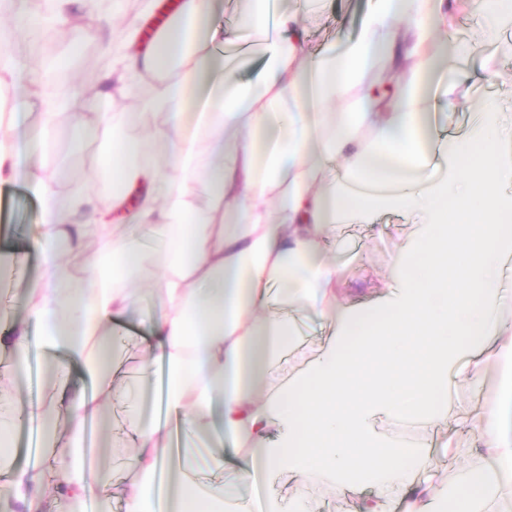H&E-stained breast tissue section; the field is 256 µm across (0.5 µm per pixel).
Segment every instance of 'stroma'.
Returning <instances> with one entry per match:
<instances>
[{"instance_id":"stroma-1","label":"stroma","mask_w":512,"mask_h":512,"mask_svg":"<svg viewBox=\"0 0 512 512\" xmlns=\"http://www.w3.org/2000/svg\"><path fill=\"white\" fill-rule=\"evenodd\" d=\"M165 0H126L122 19L98 21L95 37L83 39L68 69L70 86L82 91L98 88L111 65L108 45L122 41L125 25L131 20L154 22ZM281 7L297 11L306 21L308 38L313 48L340 49L353 38L364 15L373 7L374 0H280ZM455 34L463 42L472 44L475 61L480 68L476 77L453 76L440 78L435 94L452 88L458 101L456 111L439 116L438 122L450 135L465 134L469 117L483 103H493L504 115H512V54L503 48L512 41V26L503 27L497 36L484 35L474 6L457 11ZM48 166H63L69 184L85 187L88 207L72 216V223L85 222L89 210L100 208L99 182L103 175V153L99 143H61L46 158ZM0 212L5 220L0 223V257L16 256L20 266L0 278V305L11 312L10 320H0L5 330L11 321L29 316L27 294L40 279L43 255L35 246L34 238L42 222L39 200L24 182H16L0 189ZM415 217L406 212L383 211L371 224H347L338 234L345 242L335 251L334 258L342 268L339 284L342 298L352 304L370 302L382 286L384 275L391 265L395 244L409 235ZM326 331L319 317L308 316L301 340L290 351L283 353L274 366L275 376L282 377L302 368L315 354ZM486 381L479 386L453 385L448 389V423L440 428L422 429L410 424L395 426L379 423V431L387 438L400 442L424 441L429 446L434 465L430 470L436 482L457 487L466 473L464 461L456 458L458 446H476L480 440L476 432L461 427L462 417L475 415L486 403L497 400L501 393L502 370L493 359H485ZM112 423L114 465L112 480L123 483L127 474L123 462L132 451L127 435L126 407L112 402L105 409Z\"/></svg>"}]
</instances>
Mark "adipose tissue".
<instances>
[{"mask_svg":"<svg viewBox=\"0 0 512 512\" xmlns=\"http://www.w3.org/2000/svg\"><path fill=\"white\" fill-rule=\"evenodd\" d=\"M456 0H375L357 36L337 52L312 56L298 13L249 0L239 28L263 44L261 67L239 72L249 53L225 59L209 19L215 0H180L153 45L138 26L114 45L115 64L89 101L92 123L62 124L76 96L43 85L30 58L40 53L45 22L93 15L98 0H10L0 22V92L23 88L37 119L20 129L1 112L0 187L25 178L43 209L38 245L44 262L31 294L30 318L0 335V447L13 446L22 424L16 399L25 357L39 348L58 383L68 363H87L94 395L58 390L35 413L53 446L54 468L0 463V494L22 512L77 507L99 491L80 443L88 418L116 397L120 322L150 303L136 385L166 371L164 398L190 444L171 460L160 417L139 416L127 461L131 488L121 512H157L154 483L168 471L166 512H314L310 482L337 496H358L356 512H499L512 502V382L475 429L483 448H462L470 478L448 490L422 484L430 454L381 435L380 421L435 425L448 418V387L480 384L485 350L512 371V322L499 314L512 289V129L484 105L468 133L436 138L438 113L458 106L432 95L443 71L466 72L468 50L452 34ZM175 70L153 87L150 77ZM132 98L128 114L109 113L114 96ZM161 114L173 123L156 126ZM102 139L115 157L104 173L119 187L105 199L128 233L112 245L111 269L89 260L75 275L60 257L93 220L68 223L83 194L68 190L42 158L63 139ZM209 204L198 208V196ZM417 212L414 233L395 246L390 274L375 298L354 307L340 300L341 271L325 241L343 224H369L380 211ZM169 232L172 249L155 256L146 290L129 277L145 261L144 237ZM294 315L284 316L283 305ZM331 322L332 332L307 365L274 378L272 365L301 335L302 313ZM220 417L243 455L235 483H224L222 449L214 478L194 477L193 449ZM73 445L57 447L62 430ZM288 475L294 491L271 488ZM264 483L261 505L243 486Z\"/></svg>","mask_w":512,"mask_h":512,"instance_id":"obj_1","label":"adipose tissue"}]
</instances>
